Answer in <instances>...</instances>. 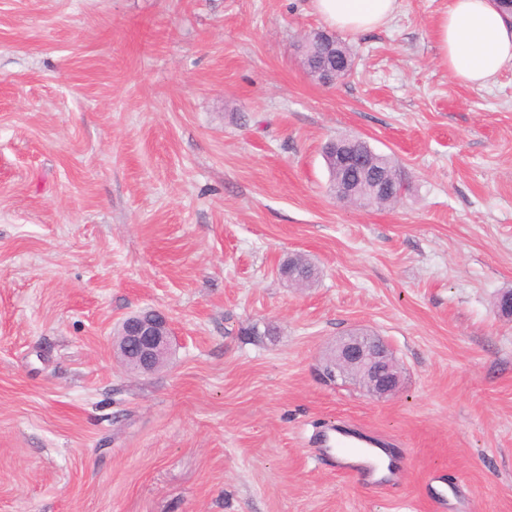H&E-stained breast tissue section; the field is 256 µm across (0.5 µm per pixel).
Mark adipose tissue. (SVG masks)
I'll list each match as a JSON object with an SVG mask.
<instances>
[{
	"mask_svg": "<svg viewBox=\"0 0 512 512\" xmlns=\"http://www.w3.org/2000/svg\"><path fill=\"white\" fill-rule=\"evenodd\" d=\"M315 11L350 37L387 25L400 0H313ZM440 63L463 85L482 88L512 68V18L494 0H450L433 24Z\"/></svg>",
	"mask_w": 512,
	"mask_h": 512,
	"instance_id": "ef3b65f1",
	"label": "adipose tissue"
}]
</instances>
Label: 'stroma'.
I'll return each mask as SVG.
<instances>
[{"label":"stroma","mask_w":512,"mask_h":512,"mask_svg":"<svg viewBox=\"0 0 512 512\" xmlns=\"http://www.w3.org/2000/svg\"><path fill=\"white\" fill-rule=\"evenodd\" d=\"M448 2L401 0L324 85L312 0H0V512H512V68L453 78ZM339 136L397 160L396 205L329 195ZM144 309L176 341L135 373ZM355 327L394 396L319 379ZM337 422L396 488L321 456ZM120 336L117 356L126 368L153 372L167 363L173 336L163 313L145 310L128 316L120 326Z\"/></svg>","instance_id":"1"}]
</instances>
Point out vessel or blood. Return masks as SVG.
<instances>
[{
    "label": "vessel or blood",
    "mask_w": 512,
    "mask_h": 512,
    "mask_svg": "<svg viewBox=\"0 0 512 512\" xmlns=\"http://www.w3.org/2000/svg\"><path fill=\"white\" fill-rule=\"evenodd\" d=\"M324 454L335 457L342 472L354 474L368 484H377L383 463L367 436L350 426H330L320 439Z\"/></svg>",
    "instance_id": "obj_1"
}]
</instances>
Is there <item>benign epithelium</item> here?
Returning a JSON list of instances; mask_svg holds the SVG:
<instances>
[{"instance_id":"obj_1","label":"benign epithelium","mask_w":512,"mask_h":512,"mask_svg":"<svg viewBox=\"0 0 512 512\" xmlns=\"http://www.w3.org/2000/svg\"><path fill=\"white\" fill-rule=\"evenodd\" d=\"M337 172L362 166L355 150L346 146L332 158ZM122 342L117 356L128 369L153 372L165 366L171 353L173 336L167 317L156 310H145L125 318L120 326ZM369 395L384 399L395 395L401 386L399 363L385 339L356 328L339 337L323 359L322 378L334 381L348 372Z\"/></svg>"}]
</instances>
